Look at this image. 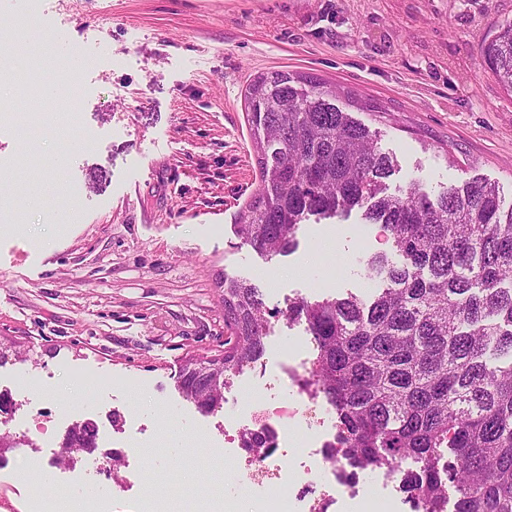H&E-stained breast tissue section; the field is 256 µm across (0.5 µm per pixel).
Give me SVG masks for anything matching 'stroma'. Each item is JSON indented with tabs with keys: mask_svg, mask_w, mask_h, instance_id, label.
Wrapping results in <instances>:
<instances>
[{
	"mask_svg": "<svg viewBox=\"0 0 512 512\" xmlns=\"http://www.w3.org/2000/svg\"><path fill=\"white\" fill-rule=\"evenodd\" d=\"M21 15L57 31L51 61L69 45L80 131L32 134L0 82L11 104L0 112V338L21 349L0 365L16 405L0 428L56 456L78 405L99 426L97 456L135 453L137 480L193 482L201 512H224L229 498L264 512V493L217 457L221 415L202 416L176 386L187 357L224 347L220 283L251 280L274 312L266 370L252 388L229 387L225 410L290 399L280 368L312 360L315 346L283 309L369 294L362 260L390 245L356 211L305 221L285 256L242 243L235 226L258 184L245 88L277 70L334 82L347 92L340 107L396 159L389 192L416 181L435 195L477 175L511 200L512 95L482 46L512 20V0H0V26ZM20 471L44 498L87 489L30 460Z\"/></svg>",
	"mask_w": 512,
	"mask_h": 512,
	"instance_id": "obj_1",
	"label": "stroma"
}]
</instances>
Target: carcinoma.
<instances>
[{
    "mask_svg": "<svg viewBox=\"0 0 512 512\" xmlns=\"http://www.w3.org/2000/svg\"><path fill=\"white\" fill-rule=\"evenodd\" d=\"M512 92V20L482 46ZM336 87L286 70L261 73L244 98L258 188L237 234L262 254H286L311 216L355 209L391 252L365 259L378 288L364 299L301 298L288 306L316 346L312 379L336 413L345 462L399 471L425 512H512V202L481 177L432 197L395 194L393 157L336 106ZM224 351L191 356L184 397L209 415L230 376L265 353L268 310L247 279L224 277ZM96 423L74 424L69 453L97 447Z\"/></svg>",
    "mask_w": 512,
    "mask_h": 512,
    "instance_id": "cac0c4a2",
    "label": "carcinoma"
}]
</instances>
